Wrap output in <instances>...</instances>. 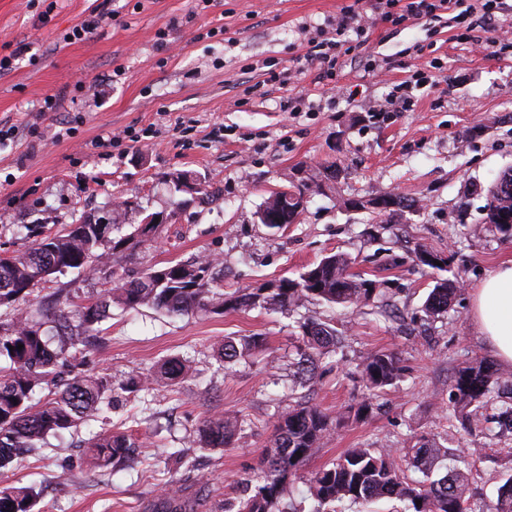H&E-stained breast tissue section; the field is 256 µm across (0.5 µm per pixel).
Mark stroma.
Segmentation results:
<instances>
[{"instance_id":"obj_1","label":"stroma","mask_w":512,"mask_h":512,"mask_svg":"<svg viewBox=\"0 0 512 512\" xmlns=\"http://www.w3.org/2000/svg\"><path fill=\"white\" fill-rule=\"evenodd\" d=\"M368 0H107L111 20L85 40L61 36L96 0H0V55L27 51L0 73V255L29 240L26 227L63 231L80 219L111 213L113 237L143 217L166 216L159 238L124 267L209 258L224 265V289L256 288L298 277L324 256H347L354 272L379 281L381 299L362 307L313 300L297 310L252 309L171 316L141 306H111L86 369L122 380L154 371L172 355L192 361L197 376L153 387L120 402L77 430L48 435L39 451L18 459L11 483L36 484L37 512H148L168 484L197 496V512H227L269 449L274 414L306 402L338 415L370 396L357 369L361 355L398 353L397 385L374 399L372 414L340 425L308 463L316 470L347 449L389 448L399 467L424 437L464 448L468 436L449 420L448 379L475 357L494 353L472 321L474 290L512 260V238L485 224L489 189L512 170V48L495 54L457 40L454 30L377 23L366 41L384 59L367 68L358 50L340 56L333 75L293 61L308 46L300 24L317 26L342 7ZM439 69H431V60ZM429 72L435 83L411 88L391 112H373L394 84ZM310 109L295 111L297 97ZM54 110H44L46 98ZM70 128L63 139L54 132ZM342 174L310 196L297 223L272 232L258 219L270 193L297 171L328 164ZM197 176L209 192H172L169 175ZM394 191L416 200L388 218L347 208L348 198ZM447 263L419 264V247ZM460 283L444 315L423 308L436 280ZM94 298L106 283L97 268L35 285L20 307L57 339L47 304L58 289ZM330 323L343 351L322 361L312 381L295 378L299 324ZM228 336H261L251 358L221 362ZM233 411L242 420L224 449L194 445L204 417ZM114 429L139 442L121 467H95L87 441ZM185 450V463L169 459ZM471 503L494 500L512 473V436L484 457L462 456Z\"/></svg>"}]
</instances>
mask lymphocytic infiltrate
<instances>
[{"label": "lymphocytic infiltrate", "instance_id": "lymphocytic-infiltrate-1", "mask_svg": "<svg viewBox=\"0 0 512 512\" xmlns=\"http://www.w3.org/2000/svg\"><path fill=\"white\" fill-rule=\"evenodd\" d=\"M439 19L446 26L462 28V40L504 50L512 36V0H370L366 13L349 5L326 26L317 28L315 37L309 38L306 59L331 71L337 65V52L344 47L348 33L362 34L379 21L399 25Z\"/></svg>", "mask_w": 512, "mask_h": 512}]
</instances>
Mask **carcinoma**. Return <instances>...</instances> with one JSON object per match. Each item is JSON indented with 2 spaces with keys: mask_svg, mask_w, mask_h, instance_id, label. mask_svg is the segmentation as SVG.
<instances>
[{
  "mask_svg": "<svg viewBox=\"0 0 512 512\" xmlns=\"http://www.w3.org/2000/svg\"><path fill=\"white\" fill-rule=\"evenodd\" d=\"M488 209L512 211V190H490ZM160 225H137L130 234L112 240V253L101 250L112 224H71L64 234L45 233L44 226L28 227L29 247L10 259H0V307L26 300L33 287L54 274L96 265L110 276V256L133 255ZM126 279L95 300L54 316L57 328L75 336L70 347H51L21 309L13 310L10 322L0 324V473L10 469L22 455L38 448L45 437L78 428L109 406L122 393L143 391L165 380L193 374L188 361L165 359L157 372L132 374L120 382L106 373L78 371L85 358L84 337L97 332L96 325L114 304L126 308L151 306L172 315L223 314L255 308H292L318 299L328 305L358 307L381 294L380 284L350 272V261L333 254L306 268L296 278L277 279V285L224 292V265L208 259L177 262L164 267L125 271ZM459 282L435 283L424 304L429 317L448 312ZM303 347L295 362L296 375L311 380L317 362L337 352L341 338L327 322L308 318L300 323ZM22 349H17V346ZM265 346L262 336L226 337L220 358L226 362L246 359ZM358 368L366 388L379 393L400 379L402 360L394 352L374 351L360 357ZM47 387L52 398L34 401L36 389ZM501 400L496 422L499 433L512 432V380L495 364L474 358L457 368L449 382L451 416L470 436L473 452L482 453L490 430L478 418V410ZM337 421L314 405H298L276 414L271 447L257 469L250 495L239 501L236 512H285L282 500L288 487L307 462L323 447ZM241 431L238 415L224 413L204 418L195 443L201 448H226ZM91 460L106 467L127 460L139 444L121 431L107 430L88 441ZM460 449L447 448L436 440L421 439L409 448V464L420 474L410 478L391 460L389 448H350L335 461L311 473L306 482L309 512H327V507L349 501L353 504L389 498L406 503L408 512H474L470 504L469 477L448 465ZM40 493L34 485L9 483L0 486V512H33ZM152 512H197V501L181 488L158 494ZM480 512H512V475L502 478L496 500Z\"/></svg>",
  "mask_w": 512,
  "mask_h": 512,
  "instance_id": "carcinoma-1",
  "label": "carcinoma"
}]
</instances>
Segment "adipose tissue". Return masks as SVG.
<instances>
[{"label":"adipose tissue","instance_id":"adipose-tissue-1","mask_svg":"<svg viewBox=\"0 0 512 512\" xmlns=\"http://www.w3.org/2000/svg\"><path fill=\"white\" fill-rule=\"evenodd\" d=\"M473 316L496 356L512 365V261L497 266L474 292Z\"/></svg>","mask_w":512,"mask_h":512}]
</instances>
